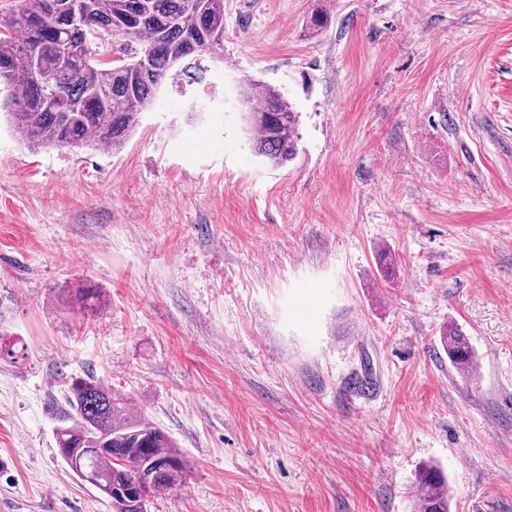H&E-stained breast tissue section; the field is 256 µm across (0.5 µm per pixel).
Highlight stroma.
I'll return each mask as SVG.
<instances>
[{"instance_id": "1", "label": "stroma", "mask_w": 512, "mask_h": 512, "mask_svg": "<svg viewBox=\"0 0 512 512\" xmlns=\"http://www.w3.org/2000/svg\"><path fill=\"white\" fill-rule=\"evenodd\" d=\"M197 63L117 150L0 123V512H111L54 441L86 375L187 461L149 512H412L425 463L512 512V0H224ZM246 79L300 115L286 167ZM244 85L248 91L247 131L254 152L273 167L286 166L298 154L299 113L275 88L250 80ZM444 349L448 352V359L460 370L468 369L473 365V351L468 339L456 327H448V332L441 338Z\"/></svg>"}]
</instances>
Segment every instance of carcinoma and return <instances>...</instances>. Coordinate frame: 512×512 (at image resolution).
I'll return each mask as SVG.
<instances>
[{"mask_svg": "<svg viewBox=\"0 0 512 512\" xmlns=\"http://www.w3.org/2000/svg\"><path fill=\"white\" fill-rule=\"evenodd\" d=\"M224 40V0H17L0 32V101L15 133L31 148L125 144L156 94L194 78L191 60ZM122 54L114 65L102 45ZM247 131L254 152L273 167L298 154L299 113L269 85L245 82ZM456 368L473 365L456 327L442 336ZM71 411L55 430L59 456L82 482L107 498L112 512H147L150 499L185 478L171 436L128 398L92 377L67 382ZM413 512H451L440 467L416 473Z\"/></svg>", "mask_w": 512, "mask_h": 512, "instance_id": "obj_1", "label": "carcinoma"}]
</instances>
